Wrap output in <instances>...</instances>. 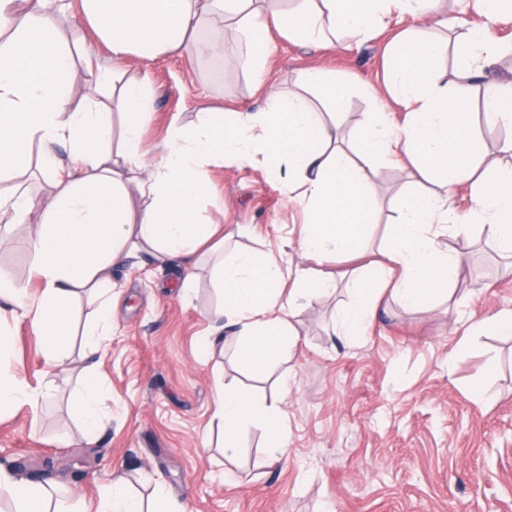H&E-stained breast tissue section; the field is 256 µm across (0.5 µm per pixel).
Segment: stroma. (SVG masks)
I'll list each match as a JSON object with an SVG mask.
<instances>
[{
  "instance_id": "stroma-1",
  "label": "stroma",
  "mask_w": 512,
  "mask_h": 512,
  "mask_svg": "<svg viewBox=\"0 0 512 512\" xmlns=\"http://www.w3.org/2000/svg\"><path fill=\"white\" fill-rule=\"evenodd\" d=\"M68 2L51 23L72 53L68 96L77 108L89 92L88 65L111 66L112 53L81 0ZM401 29L390 22L333 53L274 36L262 90L240 67L215 77L205 57L157 61L148 69L154 110L142 132L146 160H157L164 139L201 109L258 111L266 88L298 93L301 74L317 66L350 85L351 113L393 109L386 48ZM373 168L369 253L388 245L389 218L411 182L407 168L378 160ZM199 219L223 224L226 239L223 253L201 256L192 275L179 261L149 256L112 270L122 293L95 361L103 395L94 441L84 438L75 399L88 364L83 335L97 322L99 300L73 301L62 371L48 363L28 317L8 321L1 330L7 358L26 394L0 413V463L38 479L69 512H95L118 479L147 508L164 487L182 512H512V335H464L469 317L512 311V261L480 227L447 237L464 263L448 301L427 311L387 301L354 342L333 327L357 263L331 258L324 268L336 290L301 310L298 346L246 374L234 364L233 336L223 352L204 351L224 303L213 267L243 250L271 252L292 269L304 265L297 245L282 241L283 225L300 223L301 209L263 167L241 164L211 169ZM34 261L23 228L0 224V269L35 300L43 286L30 276ZM225 384L282 406V453L272 455L252 424L241 428L238 447H225L215 416Z\"/></svg>"
}]
</instances>
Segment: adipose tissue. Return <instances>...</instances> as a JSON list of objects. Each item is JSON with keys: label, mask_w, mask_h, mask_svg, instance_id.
I'll list each match as a JSON object with an SVG mask.
<instances>
[{"label": "adipose tissue", "mask_w": 512, "mask_h": 512, "mask_svg": "<svg viewBox=\"0 0 512 512\" xmlns=\"http://www.w3.org/2000/svg\"><path fill=\"white\" fill-rule=\"evenodd\" d=\"M56 2L0 0V35L7 37L0 44V183L15 177L36 145L54 188L27 239L44 291L38 301L26 302L25 289L0 274L6 301L0 325L22 311L55 366H64L68 357L72 298L86 292L101 299V320L108 327L114 263L144 254L195 264L198 248L219 231L217 224L198 219L211 167L258 154L303 205L298 242L309 265L297 270L287 291L277 258L267 253L243 252L215 268L224 292L223 321L242 338L234 356L243 371L296 344L293 320L299 309L333 285V275L322 269L328 257L363 251L377 184L362 159L412 166L416 180L427 186L403 197L383 261L357 269L350 298L337 313L340 335L362 334L382 291L421 310L449 295L463 269L461 258L442 243L451 228L448 201L456 193H467L471 202L456 232L481 224L501 251L512 253V139L503 142L502 159L481 169L470 114L474 81L495 64L500 49L487 29L461 33L452 48L464 67L450 72L446 82L437 81L434 63L451 46L426 34L427 26L440 22L436 0H298L289 10L270 0H82L85 18L113 62L139 70L117 100L123 134L114 151L108 147L113 112L96 102L103 82L99 70H88L86 108L68 105L70 55L49 21ZM395 13L408 25L389 48L388 90L405 114L403 123L387 122L378 112L351 117L346 86L316 67L302 74L301 83L319 91L327 112L300 95L274 91L259 112L205 109L192 125L171 133L160 162L146 163L140 132L154 106L148 85L153 62L209 54L242 66L260 85L270 65L271 32L330 51L337 35L368 34ZM207 21L222 25V37L199 40ZM348 121L359 133L356 160L341 145L340 129ZM60 145L68 149L64 163L56 157ZM135 194L143 201L137 211L131 203ZM216 414L225 447L237 446L246 424L264 428L268 447L287 445L281 407L247 390L218 393ZM2 494L13 500L15 512H64L52 506L45 487L15 481L0 467Z\"/></svg>", "instance_id": "ef3b65f1"}]
</instances>
